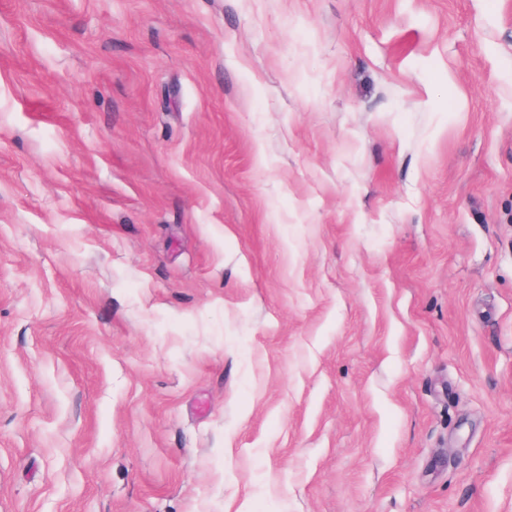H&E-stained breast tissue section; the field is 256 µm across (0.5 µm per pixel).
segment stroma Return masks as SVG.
Wrapping results in <instances>:
<instances>
[{
    "mask_svg": "<svg viewBox=\"0 0 512 512\" xmlns=\"http://www.w3.org/2000/svg\"><path fill=\"white\" fill-rule=\"evenodd\" d=\"M0 512H512V0H0Z\"/></svg>",
    "mask_w": 512,
    "mask_h": 512,
    "instance_id": "obj_1",
    "label": "stroma"
}]
</instances>
